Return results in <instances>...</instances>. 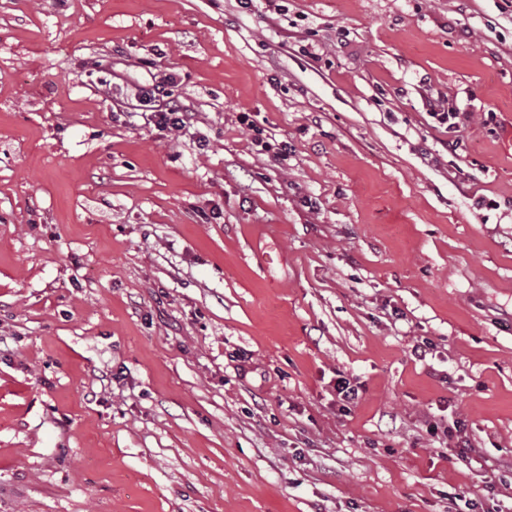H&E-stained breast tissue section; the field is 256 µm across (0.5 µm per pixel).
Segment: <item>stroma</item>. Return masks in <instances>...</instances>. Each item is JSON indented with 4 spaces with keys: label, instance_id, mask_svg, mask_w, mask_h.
Returning <instances> with one entry per match:
<instances>
[{
    "label": "stroma",
    "instance_id": "stroma-1",
    "mask_svg": "<svg viewBox=\"0 0 512 512\" xmlns=\"http://www.w3.org/2000/svg\"><path fill=\"white\" fill-rule=\"evenodd\" d=\"M511 464L512 0H0V512H493ZM146 117L161 129H169L181 132L183 135L190 133L192 127V118L189 112H186L176 101L169 100L163 103L158 109L146 115Z\"/></svg>",
    "mask_w": 512,
    "mask_h": 512
}]
</instances>
